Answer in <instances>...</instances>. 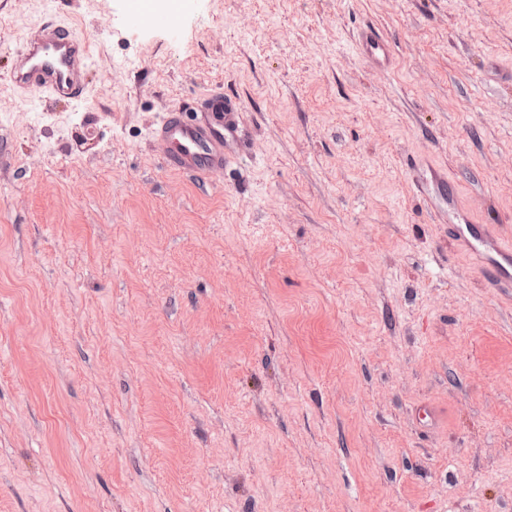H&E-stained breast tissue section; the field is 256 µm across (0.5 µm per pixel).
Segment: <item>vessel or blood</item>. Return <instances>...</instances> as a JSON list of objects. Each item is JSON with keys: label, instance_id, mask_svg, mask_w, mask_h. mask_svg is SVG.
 I'll return each mask as SVG.
<instances>
[{"label": "vessel or blood", "instance_id": "1", "mask_svg": "<svg viewBox=\"0 0 512 512\" xmlns=\"http://www.w3.org/2000/svg\"><path fill=\"white\" fill-rule=\"evenodd\" d=\"M358 42L361 55L372 65L393 68L395 59L379 29L364 27ZM18 57L19 65L9 74L16 88L71 100L86 97L92 58L86 40L68 26L51 22L36 26ZM207 111L208 120L199 124L183 121L179 111L169 112L151 133L165 146V162L196 178L223 170L238 143L232 100L220 93L212 95ZM448 236L473 258L484 287L512 299V237L504 236L496 225L473 223L449 225Z\"/></svg>", "mask_w": 512, "mask_h": 512}]
</instances>
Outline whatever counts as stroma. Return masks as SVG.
Masks as SVG:
<instances>
[{
	"instance_id": "1",
	"label": "stroma",
	"mask_w": 512,
	"mask_h": 512,
	"mask_svg": "<svg viewBox=\"0 0 512 512\" xmlns=\"http://www.w3.org/2000/svg\"><path fill=\"white\" fill-rule=\"evenodd\" d=\"M137 2L0 0V512H512V304L415 192L512 235V0ZM43 21L87 102L8 81ZM216 91L194 179L150 131ZM361 55L372 65L392 69L395 59L381 31L374 26L364 27L358 36ZM210 119L204 123H189L181 119V109L169 112L151 132L155 141L165 146L164 160L172 168L196 178H206L236 155L238 126L233 120L237 113L231 99L223 93L207 100Z\"/></svg>"
}]
</instances>
